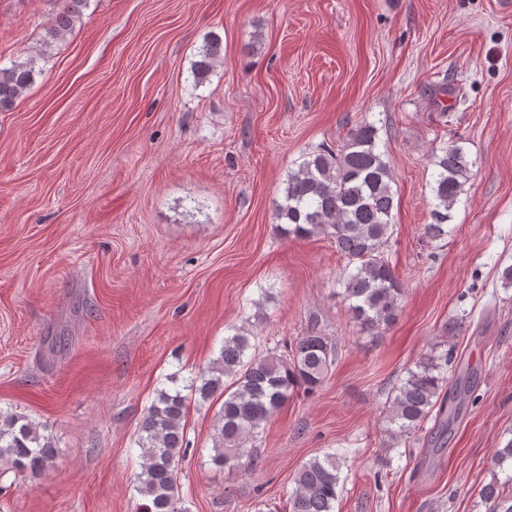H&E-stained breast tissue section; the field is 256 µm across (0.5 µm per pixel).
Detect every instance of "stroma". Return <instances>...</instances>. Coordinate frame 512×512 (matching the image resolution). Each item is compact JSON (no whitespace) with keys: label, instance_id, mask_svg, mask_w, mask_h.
<instances>
[{"label":"stroma","instance_id":"35a3bbf8","mask_svg":"<svg viewBox=\"0 0 512 512\" xmlns=\"http://www.w3.org/2000/svg\"><path fill=\"white\" fill-rule=\"evenodd\" d=\"M62 0H0V66L36 56ZM220 64L194 86L205 39ZM35 84L0 111V409L57 444L54 467L0 466V512H137L139 426L245 328L259 351L318 325L324 384L264 426L255 469L211 461L220 400L186 401L187 512H283L298 468L342 461L335 512H486L512 440V0H89ZM378 130L404 295L364 331L330 238L281 236L289 171L356 127ZM471 176L448 234L425 232L433 154ZM470 373L445 450L433 421L391 438L394 387L430 350Z\"/></svg>","mask_w":512,"mask_h":512}]
</instances>
